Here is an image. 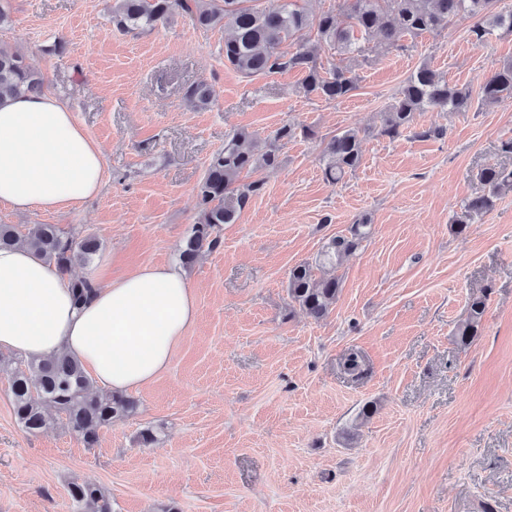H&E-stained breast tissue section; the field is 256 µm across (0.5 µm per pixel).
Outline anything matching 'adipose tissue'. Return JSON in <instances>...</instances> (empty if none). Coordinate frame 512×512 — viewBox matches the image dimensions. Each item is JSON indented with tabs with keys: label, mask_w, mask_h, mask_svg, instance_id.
I'll use <instances>...</instances> for the list:
<instances>
[{
	"label": "adipose tissue",
	"mask_w": 512,
	"mask_h": 512,
	"mask_svg": "<svg viewBox=\"0 0 512 512\" xmlns=\"http://www.w3.org/2000/svg\"><path fill=\"white\" fill-rule=\"evenodd\" d=\"M102 147L49 92L0 102V203L14 211L61 212L104 186ZM184 273L146 264L94 283L76 306L69 283L26 245L0 249V351L28 359L66 353L102 389L139 390L167 371L196 324Z\"/></svg>",
	"instance_id": "1"
}]
</instances>
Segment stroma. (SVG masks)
Here are the masks:
<instances>
[{
    "label": "stroma",
    "instance_id": "1",
    "mask_svg": "<svg viewBox=\"0 0 512 512\" xmlns=\"http://www.w3.org/2000/svg\"><path fill=\"white\" fill-rule=\"evenodd\" d=\"M114 0H5L0 43L21 51L105 153L102 193L61 214L0 224H57L101 249L71 278L176 264L198 216L196 187L238 130L268 138L291 123L263 192L223 225L218 249L186 274L198 321L169 370L134 393V414L87 447L54 421L31 435L15 420L0 372V512H71L90 481L114 512H512V190L491 211L453 220L481 195L490 165L512 168V100L417 113L390 140L380 117L428 64L477 85L512 60V33L473 45L469 21L405 48L371 45L352 61L357 88L339 101L304 95L297 72L246 78L224 65V29L182 14L124 32ZM213 91L203 109L184 98ZM359 130L363 162L337 185L322 151ZM444 129L442 137L423 130ZM368 219L372 234L338 268L342 290L323 319L288 297L290 271ZM486 309L461 344L472 298ZM365 357L359 377L341 364ZM156 439L142 445L144 429Z\"/></svg>",
    "mask_w": 512,
    "mask_h": 512
}]
</instances>
